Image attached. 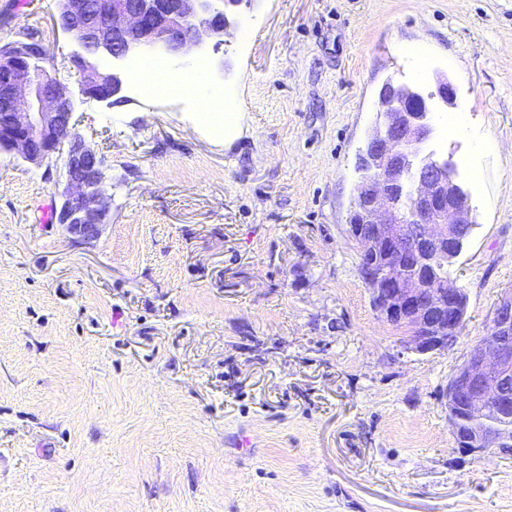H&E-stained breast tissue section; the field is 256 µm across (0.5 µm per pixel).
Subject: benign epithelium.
<instances>
[{
	"instance_id": "7a95c632",
	"label": "benign epithelium",
	"mask_w": 512,
	"mask_h": 512,
	"mask_svg": "<svg viewBox=\"0 0 512 512\" xmlns=\"http://www.w3.org/2000/svg\"><path fill=\"white\" fill-rule=\"evenodd\" d=\"M241 0H59L57 25L76 45L70 62L79 92L98 101L119 93L118 65L149 47L177 55L190 46L224 42V8ZM45 45L28 35L0 57V150L40 165L68 146L61 223L94 238L106 216L104 158L75 133V101L69 86L41 62ZM446 78L436 89L390 78L378 93L377 121L359 156L361 176L348 213L358 243L371 304L389 323L408 325L402 348L427 355L457 342L468 297L451 278L476 217L456 160L457 146L433 148L435 114L456 104ZM512 292L502 296L483 345L473 349L448 381V420L473 432L455 437L468 456L512 448V427L492 423L488 406L504 400L512 419Z\"/></svg>"
}]
</instances>
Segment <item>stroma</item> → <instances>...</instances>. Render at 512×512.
Returning a JSON list of instances; mask_svg holds the SVG:
<instances>
[{
  "mask_svg": "<svg viewBox=\"0 0 512 512\" xmlns=\"http://www.w3.org/2000/svg\"><path fill=\"white\" fill-rule=\"evenodd\" d=\"M56 13L0 0V46L37 32L71 83ZM167 62L181 95L76 99L105 156L97 239L35 220L61 161L0 151V512H512V456H460L448 422L512 290V0H252ZM441 74L477 225L450 271L462 334L418 355L372 308L347 215L381 84Z\"/></svg>",
  "mask_w": 512,
  "mask_h": 512,
  "instance_id": "stroma-1",
  "label": "stroma"
}]
</instances>
